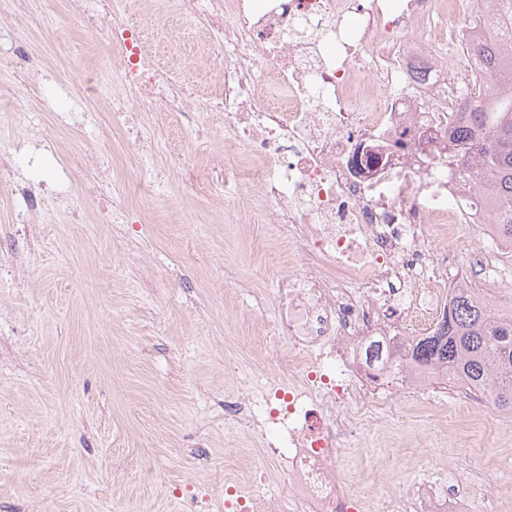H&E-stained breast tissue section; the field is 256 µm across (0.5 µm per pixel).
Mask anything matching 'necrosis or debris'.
Listing matches in <instances>:
<instances>
[{"label":"necrosis or debris","instance_id":"obj_1","mask_svg":"<svg viewBox=\"0 0 512 512\" xmlns=\"http://www.w3.org/2000/svg\"><path fill=\"white\" fill-rule=\"evenodd\" d=\"M87 33H106L104 68L77 72L92 99L110 80L131 90L112 110L126 157L141 143L138 115L178 112L192 84L173 88L143 49L144 29L113 0H68ZM180 15L210 36L224 58L223 88L209 102L224 115V152L212 185L235 173L253 190L240 205L252 223L273 225L281 246L275 334L288 348L282 377L224 396V417L254 439L255 481L281 486L279 500L254 494L226 512H486L480 485L455 482L421 496L395 495L389 472L351 489L345 450L385 414L444 410L433 372L403 367L396 340L435 332L466 262L487 293L504 251L458 163L448 133L465 119L467 95L486 79L472 47L490 25L476 0H177ZM19 0H0V73L20 91L25 33ZM467 27H458V19ZM160 174L132 178L112 204L129 221ZM480 230L470 239L469 226ZM448 439L488 415L487 390L460 384ZM264 415H257V408ZM445 411V410H444Z\"/></svg>","mask_w":512,"mask_h":512}]
</instances>
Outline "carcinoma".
Wrapping results in <instances>:
<instances>
[{
    "label": "carcinoma",
    "mask_w": 512,
    "mask_h": 512,
    "mask_svg": "<svg viewBox=\"0 0 512 512\" xmlns=\"http://www.w3.org/2000/svg\"><path fill=\"white\" fill-rule=\"evenodd\" d=\"M488 2L498 8L497 33L477 51L489 80L471 91L468 123L450 132L448 157L498 203L492 223L512 243V0ZM394 351L422 369L446 367L448 378L487 388L493 405L512 409V310L494 306L478 288L456 289L437 335L398 342Z\"/></svg>",
    "instance_id": "carcinoma-1"
}]
</instances>
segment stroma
Returning <instances> with one entry per match:
<instances>
[{"instance_id":"1","label":"stroma","mask_w":512,"mask_h":512,"mask_svg":"<svg viewBox=\"0 0 512 512\" xmlns=\"http://www.w3.org/2000/svg\"><path fill=\"white\" fill-rule=\"evenodd\" d=\"M128 10L172 80L199 88L187 111L146 116L165 147L139 168L167 180L130 223H99L85 191L97 170L90 160L113 165L112 102L69 93L70 75L105 60L103 37L61 0L31 2L37 26L26 48L44 80L18 96L0 76V113H27L48 134L35 169L17 145L22 130L0 126L12 171L11 187H0V249L12 256L0 272V512H217L225 477L260 464L225 425L224 395L255 374L277 377L287 356L272 332L275 229L227 213L203 183L224 143L223 115L205 106L224 63L209 57L191 75L182 64L206 54L205 32L171 9L154 25L146 0ZM53 41L84 51L56 56ZM200 125L207 137H196ZM78 143L87 161L74 167ZM36 186L40 216L15 223L23 189ZM382 425L404 432L398 488L415 492L450 473L462 482L478 462L489 483L512 490V410L492 408L482 429L439 448L424 443L436 431L431 416Z\"/></svg>"}]
</instances>
